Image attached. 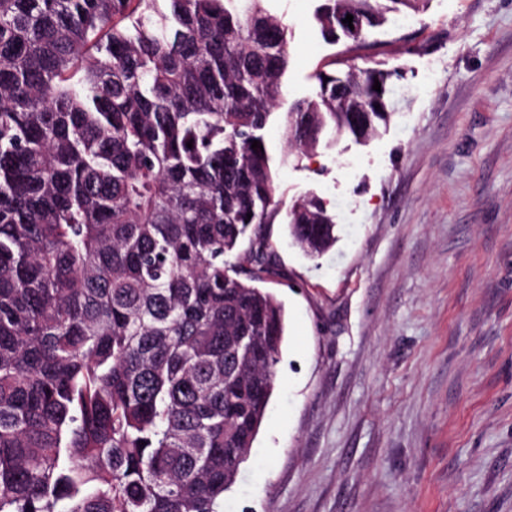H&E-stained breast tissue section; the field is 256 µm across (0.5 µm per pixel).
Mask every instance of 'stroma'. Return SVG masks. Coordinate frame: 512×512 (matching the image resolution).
<instances>
[{"label": "stroma", "instance_id": "stroma-1", "mask_svg": "<svg viewBox=\"0 0 512 512\" xmlns=\"http://www.w3.org/2000/svg\"><path fill=\"white\" fill-rule=\"evenodd\" d=\"M317 5L267 3L287 101L344 52L400 70L395 113L277 173L337 242L312 259L269 227L286 336L224 512H512V0H430L354 45Z\"/></svg>", "mask_w": 512, "mask_h": 512}]
</instances>
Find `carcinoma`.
I'll return each mask as SVG.
<instances>
[{"label":"carcinoma","mask_w":512,"mask_h":512,"mask_svg":"<svg viewBox=\"0 0 512 512\" xmlns=\"http://www.w3.org/2000/svg\"><path fill=\"white\" fill-rule=\"evenodd\" d=\"M264 2L0 0V512H220L248 458L285 333L257 286L276 171L374 136L397 75L316 69L276 154L288 27ZM428 2L315 19L334 44L344 14L360 39ZM287 220L309 257L336 243L315 196Z\"/></svg>","instance_id":"cac0c4a2"}]
</instances>
